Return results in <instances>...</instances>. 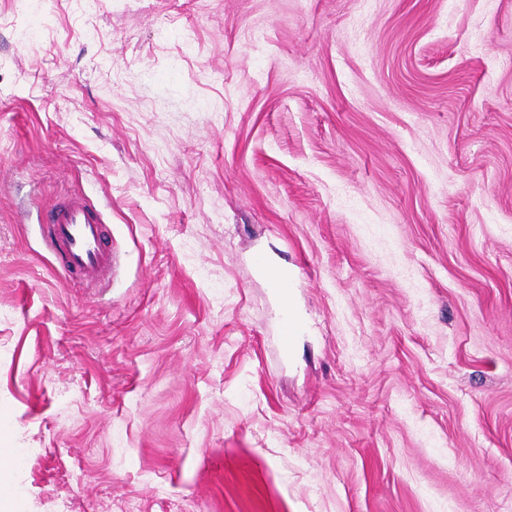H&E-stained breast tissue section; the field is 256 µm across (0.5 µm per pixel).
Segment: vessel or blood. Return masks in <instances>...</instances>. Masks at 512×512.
Here are the masks:
<instances>
[{
    "label": "vessel or blood",
    "instance_id": "1",
    "mask_svg": "<svg viewBox=\"0 0 512 512\" xmlns=\"http://www.w3.org/2000/svg\"><path fill=\"white\" fill-rule=\"evenodd\" d=\"M48 249L64 281L99 282L112 273V248L104 216L85 198L57 203L42 218Z\"/></svg>",
    "mask_w": 512,
    "mask_h": 512
}]
</instances>
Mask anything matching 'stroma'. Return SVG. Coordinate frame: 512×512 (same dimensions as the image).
<instances>
[{"label":"stroma","instance_id":"obj_1","mask_svg":"<svg viewBox=\"0 0 512 512\" xmlns=\"http://www.w3.org/2000/svg\"><path fill=\"white\" fill-rule=\"evenodd\" d=\"M1 448L0 512H512V0H0ZM65 282H99L112 274V246L104 216L83 197L57 203L38 222Z\"/></svg>","mask_w":512,"mask_h":512}]
</instances>
